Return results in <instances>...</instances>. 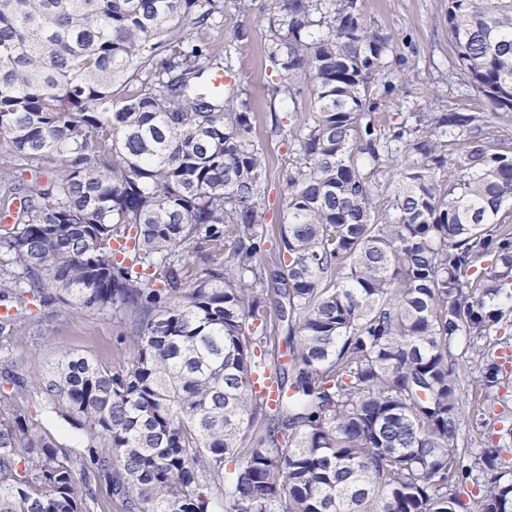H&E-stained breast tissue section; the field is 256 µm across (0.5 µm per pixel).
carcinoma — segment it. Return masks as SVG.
Here are the masks:
<instances>
[{
  "label": "carcinoma",
  "mask_w": 512,
  "mask_h": 512,
  "mask_svg": "<svg viewBox=\"0 0 512 512\" xmlns=\"http://www.w3.org/2000/svg\"><path fill=\"white\" fill-rule=\"evenodd\" d=\"M279 10V92L307 76L313 116L272 227L251 99L201 81L224 0H0V512H512L506 445L461 440L458 393L465 368L479 409L507 384L512 142L453 108L378 127L391 37L358 0ZM443 24L455 72L511 114L512 0H448ZM35 304L111 313L133 356L29 374ZM39 402L40 400L37 397L29 395L21 397L16 404L20 409L28 411L35 422L50 433L60 444L74 451L80 449L78 448L80 446L79 435L57 418L45 417L41 412Z\"/></svg>",
  "instance_id": "1"
}]
</instances>
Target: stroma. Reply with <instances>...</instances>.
<instances>
[{"label":"stroma","mask_w":512,"mask_h":512,"mask_svg":"<svg viewBox=\"0 0 512 512\" xmlns=\"http://www.w3.org/2000/svg\"><path fill=\"white\" fill-rule=\"evenodd\" d=\"M446 0H361L364 19L382 33L392 35L393 52L409 59L411 67L403 83L376 116L379 124L400 123L409 112H444L464 108L483 113L488 124L512 131V118L491 111L484 97L452 72V51L441 18ZM277 0H248L246 9L224 0V21L214 31L230 65L226 77L244 90L253 103L252 135L263 147L266 172V221L277 225L286 218L288 167L295 145L288 129L296 112L305 119V102H290L277 93L280 78L267 58L268 23L280 19ZM70 349L109 366L121 365L131 356L129 346L117 340L110 315L70 317L46 314L39 332L19 339L15 354L26 368L46 370L60 350Z\"/></svg>","instance_id":"stroma-1"}]
</instances>
